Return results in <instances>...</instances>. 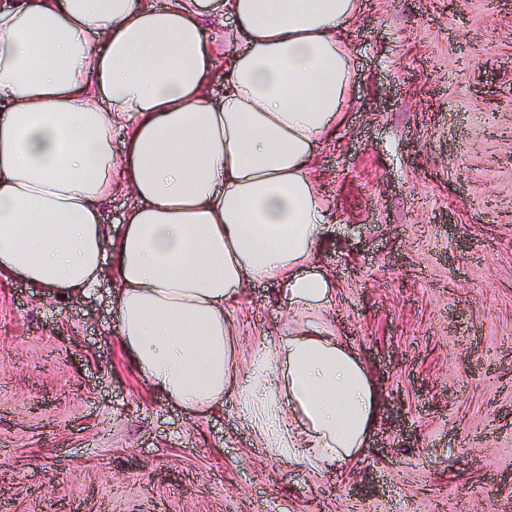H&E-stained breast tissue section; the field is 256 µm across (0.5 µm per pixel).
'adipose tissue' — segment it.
<instances>
[{"instance_id":"adipose-tissue-1","label":"adipose tissue","mask_w":512,"mask_h":512,"mask_svg":"<svg viewBox=\"0 0 512 512\" xmlns=\"http://www.w3.org/2000/svg\"><path fill=\"white\" fill-rule=\"evenodd\" d=\"M361 12L0 0V273L69 296L114 278L119 340L152 388L200 415L236 394L270 456L312 469L358 455L379 411L361 358L319 320L334 291L313 161L351 100L345 35ZM126 192L116 235L101 212ZM265 283L308 322L242 366L224 308Z\"/></svg>"}]
</instances>
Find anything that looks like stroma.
<instances>
[{
	"label": "stroma",
	"mask_w": 512,
	"mask_h": 512,
	"mask_svg": "<svg viewBox=\"0 0 512 512\" xmlns=\"http://www.w3.org/2000/svg\"><path fill=\"white\" fill-rule=\"evenodd\" d=\"M353 103L316 168L328 317L382 396L366 453L266 454L237 397L199 417L132 369L106 280L0 281V512H512V0H363ZM240 352L292 323L272 285Z\"/></svg>",
	"instance_id": "1"
}]
</instances>
